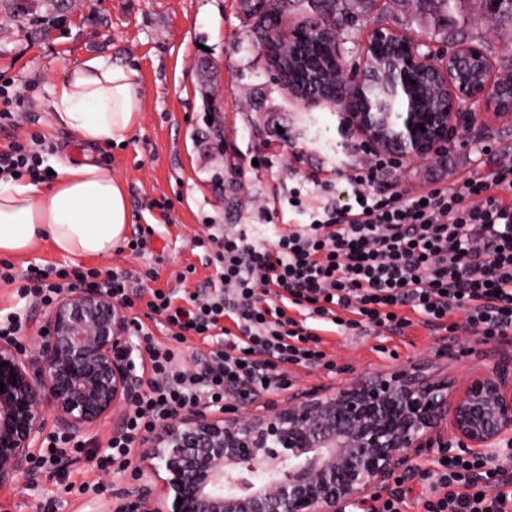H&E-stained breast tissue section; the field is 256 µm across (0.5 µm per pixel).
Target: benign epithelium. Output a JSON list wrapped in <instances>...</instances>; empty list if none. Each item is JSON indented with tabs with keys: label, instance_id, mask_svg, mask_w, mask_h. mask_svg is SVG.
I'll return each instance as SVG.
<instances>
[{
	"label": "benign epithelium",
	"instance_id": "benign-epithelium-1",
	"mask_svg": "<svg viewBox=\"0 0 512 512\" xmlns=\"http://www.w3.org/2000/svg\"><path fill=\"white\" fill-rule=\"evenodd\" d=\"M289 38L269 34L271 58L288 49ZM479 54L471 44L441 54L389 27L376 28L364 46L368 65L361 74L348 76L336 60L329 75L336 91L327 101L348 112L375 151L426 160L477 120L469 104L512 117V101L502 100L503 86L512 95V78L492 77L489 61L478 80L459 65ZM411 71L443 88L434 111H420L407 87ZM381 76L405 113L394 135L370 103ZM38 333L36 362L0 338V487L21 477L33 484L35 449L55 432L76 437L94 429L139 387L128 356L129 314L103 292L65 293L40 314ZM450 438L472 453L512 445L511 368L477 374L456 393L445 378L404 370L337 392L308 391L253 418L226 417L200 403L158 427L143 455L146 467L132 482L86 505L91 512H348L413 459L449 448Z\"/></svg>",
	"mask_w": 512,
	"mask_h": 512
}]
</instances>
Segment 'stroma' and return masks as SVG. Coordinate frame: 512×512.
<instances>
[{"label":"stroma","mask_w":512,"mask_h":512,"mask_svg":"<svg viewBox=\"0 0 512 512\" xmlns=\"http://www.w3.org/2000/svg\"><path fill=\"white\" fill-rule=\"evenodd\" d=\"M256 6V0H70L60 12L41 6L33 21L11 15L0 0V86L21 91L12 105L14 123H0V144L17 135H44L55 147L45 154L44 167L60 164L73 141L45 107L56 76L90 57L138 72L139 127L124 144L97 147L93 154L122 182L132 223L153 225L156 233L141 258L116 251L84 259V266L105 272L151 266L163 287L175 284L177 274L191 265L192 289L215 278L218 269L215 248L190 244L202 225L220 224L229 232L243 227L253 238L271 242L289 225L309 223L311 209L325 202L308 180L311 173L325 172L337 194H350L347 148L365 136L333 105L306 107L282 86L248 27L247 12ZM468 17L464 24L458 14H449L441 30L430 17L396 6L384 14L371 12L338 41L352 70L361 68L364 42L375 27H392L439 52L457 47L463 27L486 43L494 75H503L512 60V40L487 15L483 0H472ZM473 110L477 122L443 154L401 162L379 188L413 197L434 185L458 187L463 172L477 165L512 162V120L480 104ZM212 117L224 128L220 154L208 137ZM292 188L306 195L307 208L283 203ZM452 320L457 325L452 333L418 325L401 336L326 334L334 369L297 370L294 389L271 400L284 406L303 391L332 392L402 368L447 378L459 390L479 372L512 366V335L487 340L466 331L464 313ZM121 424V418L111 417L80 436L82 454L66 453L39 471L34 490L0 492V512H88L85 496L62 487L101 478L92 458Z\"/></svg>","instance_id":"obj_1"}]
</instances>
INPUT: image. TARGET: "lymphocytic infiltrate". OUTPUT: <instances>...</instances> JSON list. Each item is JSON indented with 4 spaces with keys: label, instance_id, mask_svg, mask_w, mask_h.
<instances>
[{
    "label": "lymphocytic infiltrate",
    "instance_id": "obj_1",
    "mask_svg": "<svg viewBox=\"0 0 512 512\" xmlns=\"http://www.w3.org/2000/svg\"><path fill=\"white\" fill-rule=\"evenodd\" d=\"M43 142L0 145V179L42 183ZM394 165L354 168L353 199L328 200L307 224L271 243L204 225L193 247L215 244L216 278L194 290L159 288L155 268L101 272L47 263L15 273L0 263V283L15 298L54 305L65 291L98 289L146 313L132 318L147 350L139 395L122 428L95 458L103 473L126 469L138 441L200 401L252 403L293 386V369L330 368L318 323L335 333L415 325L441 332L455 312L484 339L512 334V165L465 175L459 189L432 186L421 196L386 193L377 182ZM198 346L196 368L180 347ZM421 512H512V460L455 454L420 470Z\"/></svg>",
    "mask_w": 512,
    "mask_h": 512
}]
</instances>
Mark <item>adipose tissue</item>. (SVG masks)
I'll use <instances>...</instances> for the list:
<instances>
[{
    "label": "adipose tissue",
    "mask_w": 512,
    "mask_h": 512,
    "mask_svg": "<svg viewBox=\"0 0 512 512\" xmlns=\"http://www.w3.org/2000/svg\"><path fill=\"white\" fill-rule=\"evenodd\" d=\"M135 69L93 57L65 69L47 108L81 146L123 141L138 125L142 97ZM130 214L123 185L90 155L59 165L47 185L0 180V254L26 253L48 236L58 253L110 255L124 239Z\"/></svg>",
    "instance_id": "obj_1"
}]
</instances>
